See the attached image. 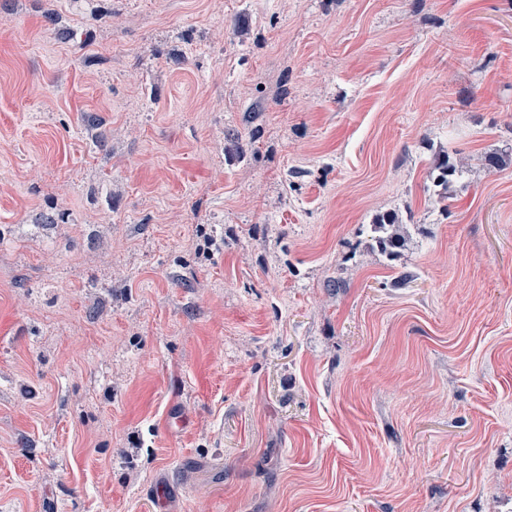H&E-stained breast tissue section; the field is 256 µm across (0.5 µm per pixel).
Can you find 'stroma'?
Segmentation results:
<instances>
[{"label": "stroma", "mask_w": 512, "mask_h": 512, "mask_svg": "<svg viewBox=\"0 0 512 512\" xmlns=\"http://www.w3.org/2000/svg\"><path fill=\"white\" fill-rule=\"evenodd\" d=\"M163 481L169 512H512V0L0 5V512ZM434 162L431 177L433 186L440 188L435 190V195L442 198L444 194L442 191L448 190L449 177L456 175L459 171L457 166L451 162L448 154L438 155ZM370 232L381 255L388 260L397 259L406 246V229L401 224L399 215L394 212L379 215L370 224Z\"/></svg>", "instance_id": "obj_1"}]
</instances>
